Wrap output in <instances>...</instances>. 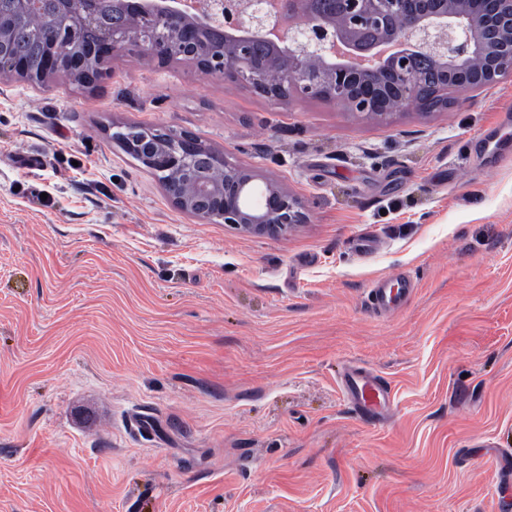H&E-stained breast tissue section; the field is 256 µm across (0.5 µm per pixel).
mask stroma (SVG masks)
<instances>
[{"label":"stroma","instance_id":"1","mask_svg":"<svg viewBox=\"0 0 512 512\" xmlns=\"http://www.w3.org/2000/svg\"><path fill=\"white\" fill-rule=\"evenodd\" d=\"M0 77V512H500L512 475V77L382 123L137 49ZM186 131L308 219L177 210L118 144ZM415 289L373 312L378 278ZM349 364L393 390L366 424Z\"/></svg>","mask_w":512,"mask_h":512}]
</instances>
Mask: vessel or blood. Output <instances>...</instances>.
Returning <instances> with one entry per match:
<instances>
[{
	"label": "vessel or blood",
	"instance_id": "b4317fda",
	"mask_svg": "<svg viewBox=\"0 0 512 512\" xmlns=\"http://www.w3.org/2000/svg\"><path fill=\"white\" fill-rule=\"evenodd\" d=\"M413 289L414 284L408 276H384L371 285L369 304L376 311H395L405 303ZM339 385L362 418L372 422L384 419L391 401V389L385 379L366 367L350 366L343 370Z\"/></svg>",
	"mask_w": 512,
	"mask_h": 512
}]
</instances>
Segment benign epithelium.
I'll list each match as a JSON object with an SVG mask.
<instances>
[{
    "instance_id": "7a95c632",
    "label": "benign epithelium",
    "mask_w": 512,
    "mask_h": 512,
    "mask_svg": "<svg viewBox=\"0 0 512 512\" xmlns=\"http://www.w3.org/2000/svg\"><path fill=\"white\" fill-rule=\"evenodd\" d=\"M40 7L72 28L112 13V31L81 55L55 41L24 54L17 37ZM170 30L141 48L161 63H197L199 35L219 36L205 76L226 77L276 100L334 103L365 121H383L418 102L419 57L467 94L512 76V0H0V76L42 83L83 68L92 87L106 70L85 62L122 53L147 20ZM280 85L265 83V72ZM122 146L165 173L164 191L181 212L248 235L278 237L307 221L304 203L259 171L229 162L188 132L133 127Z\"/></svg>"
}]
</instances>
